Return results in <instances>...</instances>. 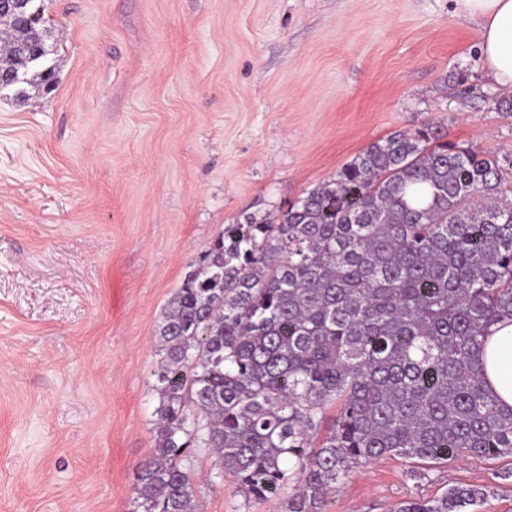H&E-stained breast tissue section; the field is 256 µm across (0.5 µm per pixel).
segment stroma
<instances>
[{"instance_id": "obj_1", "label": "stroma", "mask_w": 512, "mask_h": 512, "mask_svg": "<svg viewBox=\"0 0 512 512\" xmlns=\"http://www.w3.org/2000/svg\"><path fill=\"white\" fill-rule=\"evenodd\" d=\"M57 82L0 99V512H130L167 303L225 225L285 212L396 132L482 150L512 190V87L452 0H46ZM199 512L245 503L194 442ZM386 456L325 512L452 484L512 512V458Z\"/></svg>"}]
</instances>
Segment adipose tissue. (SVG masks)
<instances>
[{"instance_id": "obj_1", "label": "adipose tissue", "mask_w": 512, "mask_h": 512, "mask_svg": "<svg viewBox=\"0 0 512 512\" xmlns=\"http://www.w3.org/2000/svg\"><path fill=\"white\" fill-rule=\"evenodd\" d=\"M455 13L473 24L490 81L512 87V0H455ZM483 361L493 391L512 407V319L492 326Z\"/></svg>"}]
</instances>
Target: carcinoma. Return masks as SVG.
Instances as JSON below:
<instances>
[{
  "mask_svg": "<svg viewBox=\"0 0 512 512\" xmlns=\"http://www.w3.org/2000/svg\"><path fill=\"white\" fill-rule=\"evenodd\" d=\"M0 17V98L55 84L44 0ZM512 317V198L497 162L397 133L287 211L226 224L159 327V423L130 512H197L194 440L244 498L323 512L384 456L512 457V408L484 374L488 328ZM457 484L396 512H470Z\"/></svg>",
  "mask_w": 512,
  "mask_h": 512,
  "instance_id": "carcinoma-1",
  "label": "carcinoma"
}]
</instances>
